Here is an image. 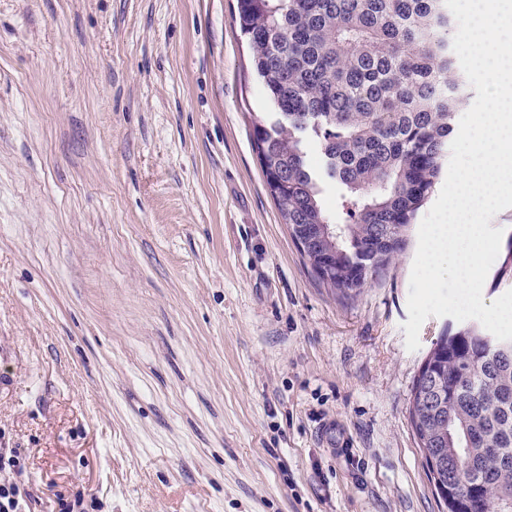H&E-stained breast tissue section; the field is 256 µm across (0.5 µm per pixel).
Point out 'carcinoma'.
Listing matches in <instances>:
<instances>
[{"label": "carcinoma", "mask_w": 512, "mask_h": 512, "mask_svg": "<svg viewBox=\"0 0 512 512\" xmlns=\"http://www.w3.org/2000/svg\"><path fill=\"white\" fill-rule=\"evenodd\" d=\"M235 20L267 101L285 123H252L260 164L291 237L322 288L347 304L383 274L433 192L470 94L444 0H237ZM342 193L330 211L305 151ZM341 226L326 235L324 225ZM468 324L428 352L432 398L410 419L432 483L459 508L512 503V350Z\"/></svg>", "instance_id": "obj_1"}]
</instances>
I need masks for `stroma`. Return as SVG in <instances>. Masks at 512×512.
Segmentation results:
<instances>
[{"label": "stroma", "mask_w": 512, "mask_h": 512, "mask_svg": "<svg viewBox=\"0 0 512 512\" xmlns=\"http://www.w3.org/2000/svg\"><path fill=\"white\" fill-rule=\"evenodd\" d=\"M236 0H0V471L19 512H445L409 418L452 319L404 322L418 229L344 305L251 138ZM483 286L512 290V208ZM333 419L349 455L320 445Z\"/></svg>", "instance_id": "35a3bbf8"}]
</instances>
